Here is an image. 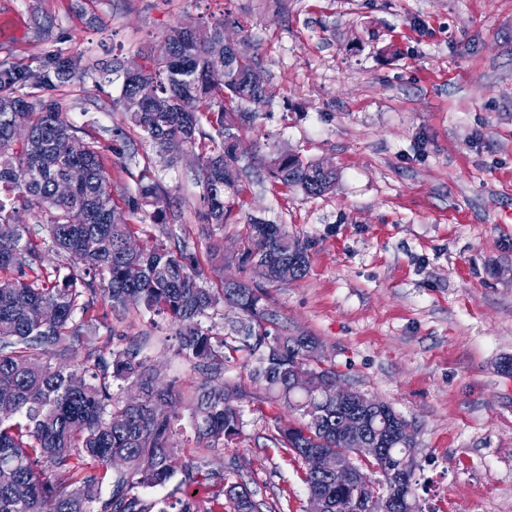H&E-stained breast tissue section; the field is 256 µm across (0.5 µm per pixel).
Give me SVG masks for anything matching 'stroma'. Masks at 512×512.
<instances>
[{
  "label": "stroma",
  "instance_id": "35a3bbf8",
  "mask_svg": "<svg viewBox=\"0 0 512 512\" xmlns=\"http://www.w3.org/2000/svg\"><path fill=\"white\" fill-rule=\"evenodd\" d=\"M223 21L259 60L268 90L244 134V204L205 237L202 189L186 168L156 162L178 220L173 233L235 271L241 224H281L309 245L308 274L269 289L287 334L317 337L341 383L390 403L418 427L415 476L430 512H512V0H0V60L37 69L49 56L89 66L81 82L42 91L68 120L96 130L117 195L138 167L112 151L120 81L93 64L160 54L171 28ZM293 150L332 165L334 189L310 198L276 184L267 158ZM95 321L67 359L134 349L159 384L187 394L208 376L176 353L168 320L118 314ZM256 355L232 340L224 381L238 384L243 429L199 449L181 405L178 453L197 466L199 512H232L216 492L236 458L269 512H304V466L276 447L299 416L252 381Z\"/></svg>",
  "mask_w": 512,
  "mask_h": 512
}]
</instances>
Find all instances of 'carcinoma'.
Here are the masks:
<instances>
[{
	"instance_id": "obj_1",
	"label": "carcinoma",
	"mask_w": 512,
	"mask_h": 512,
	"mask_svg": "<svg viewBox=\"0 0 512 512\" xmlns=\"http://www.w3.org/2000/svg\"><path fill=\"white\" fill-rule=\"evenodd\" d=\"M257 68L252 55L226 56L222 21L177 26L165 36L160 57L123 68L115 103L125 127L112 135L124 140L137 134L169 163L174 161L170 144L199 148L193 170L206 203L202 222L214 229L232 223L241 200L243 131L253 120L252 107L267 98L265 84L252 81ZM86 71L56 54L37 71L0 62V512H150L137 490L165 486L179 473L178 512H198L189 493L196 481L193 469L176 456L173 388L155 386L151 367L126 350L112 351L110 361L89 355L81 368L50 363L66 358L84 335L97 300L128 310L130 296L137 299L135 308L175 325L177 353L216 377L224 372L226 337L244 334L258 355L254 379L299 412L297 424L280 430L279 443L290 453L321 448L354 454L339 434L354 415L364 414L366 429L382 438L385 448L367 465L381 485L403 495L391 512H405L409 502L414 512H426L415 468L399 465L411 444L396 432L397 412L388 404L366 414L354 405H336L330 390L336 371L313 353L317 338L281 335L273 328L264 300L267 289L280 283L274 270L262 285L238 275L208 288L212 267L171 233V245L156 240L129 250L134 231L115 203L98 137L80 135L64 118L61 101L16 95L19 87L69 84ZM142 82L153 86V96L137 101L136 84ZM268 169L277 183L308 197L323 195L336 181V172L323 171L298 152L270 154ZM136 184L135 194L125 199L128 211L144 213L153 224L169 223L170 201L150 160H144ZM19 204L34 209L37 227L18 221ZM239 240L238 272L286 262L292 279L307 275L308 246L283 225L252 219ZM47 253L67 260L73 271L62 277L57 267L45 266ZM134 266L139 275L132 279L127 270ZM226 304L243 319L224 336L202 319ZM44 305L56 311L49 324L30 318L31 310ZM114 379L130 381L145 399L137 406L116 399ZM244 397L235 384L202 385L193 402L197 439L210 448L239 435ZM114 455L127 461V469L104 499L103 476L87 470L85 460L107 469ZM303 481L308 494L328 499L331 512H359L371 498L369 489L341 487L308 469ZM222 494L233 512H263V503L243 482L223 485Z\"/></svg>"
}]
</instances>
